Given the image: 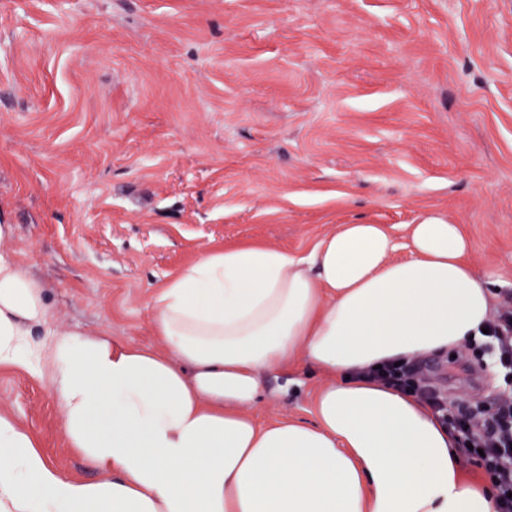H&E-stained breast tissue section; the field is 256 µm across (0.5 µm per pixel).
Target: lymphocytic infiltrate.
I'll list each match as a JSON object with an SVG mask.
<instances>
[{
    "label": "lymphocytic infiltrate",
    "instance_id": "f902f5d3",
    "mask_svg": "<svg viewBox=\"0 0 512 512\" xmlns=\"http://www.w3.org/2000/svg\"><path fill=\"white\" fill-rule=\"evenodd\" d=\"M373 376L390 387L418 394L441 412L444 423L460 437L462 457L491 480L498 512H512V393L499 395L482 408L452 409L446 394L429 382L419 364L387 365Z\"/></svg>",
    "mask_w": 512,
    "mask_h": 512
}]
</instances>
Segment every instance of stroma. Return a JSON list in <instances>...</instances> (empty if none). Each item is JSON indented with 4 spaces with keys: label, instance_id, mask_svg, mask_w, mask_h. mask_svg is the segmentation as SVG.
I'll use <instances>...</instances> for the list:
<instances>
[{
    "label": "stroma",
    "instance_id": "35a3bbf8",
    "mask_svg": "<svg viewBox=\"0 0 512 512\" xmlns=\"http://www.w3.org/2000/svg\"><path fill=\"white\" fill-rule=\"evenodd\" d=\"M462 225L512 306V0H0V256L49 327L156 345L154 286L213 244L309 250L341 224ZM428 360L453 399L512 391ZM258 421L309 418L316 370ZM0 404L62 472L57 395Z\"/></svg>",
    "mask_w": 512,
    "mask_h": 512
}]
</instances>
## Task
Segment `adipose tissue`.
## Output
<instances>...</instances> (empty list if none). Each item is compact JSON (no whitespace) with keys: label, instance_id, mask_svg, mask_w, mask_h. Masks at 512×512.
<instances>
[{"label":"adipose tissue","instance_id":"ef3b65f1","mask_svg":"<svg viewBox=\"0 0 512 512\" xmlns=\"http://www.w3.org/2000/svg\"><path fill=\"white\" fill-rule=\"evenodd\" d=\"M343 224L309 253L212 248L154 296L142 347L48 325L43 287L0 256V368L44 380L87 480L51 465L0 408V512H496L487 480L417 396L369 379L480 338L495 273L468 260L461 225ZM322 381L313 421L259 422L268 374Z\"/></svg>","mask_w":512,"mask_h":512}]
</instances>
